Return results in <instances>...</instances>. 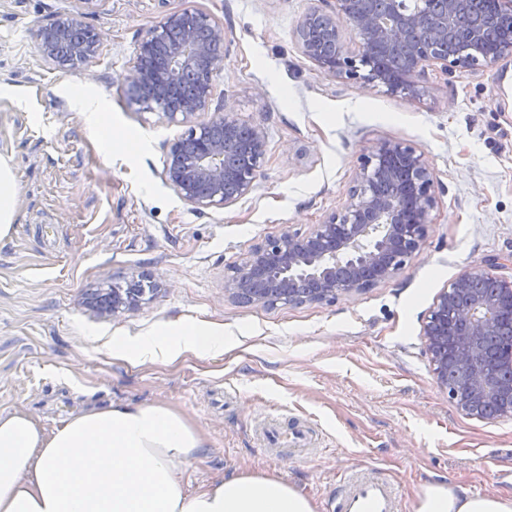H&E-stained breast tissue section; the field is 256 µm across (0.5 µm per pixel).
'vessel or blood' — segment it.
I'll return each instance as SVG.
<instances>
[{"instance_id":"obj_1","label":"vessel or blood","mask_w":512,"mask_h":512,"mask_svg":"<svg viewBox=\"0 0 512 512\" xmlns=\"http://www.w3.org/2000/svg\"><path fill=\"white\" fill-rule=\"evenodd\" d=\"M327 512H403L398 487L376 469H356L340 475Z\"/></svg>"}]
</instances>
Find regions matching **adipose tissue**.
<instances>
[{
	"label": "adipose tissue",
	"instance_id": "obj_1",
	"mask_svg": "<svg viewBox=\"0 0 512 512\" xmlns=\"http://www.w3.org/2000/svg\"><path fill=\"white\" fill-rule=\"evenodd\" d=\"M133 364L224 351L199 322L134 339L113 338ZM206 446L184 415L161 404L94 407L45 430L23 411L0 415V512H317L296 486L267 473H240L188 491L179 464ZM414 512H512V491L474 495L425 485Z\"/></svg>",
	"mask_w": 512,
	"mask_h": 512
}]
</instances>
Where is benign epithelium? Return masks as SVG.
<instances>
[{
	"instance_id": "obj_1",
	"label": "benign epithelium",
	"mask_w": 512,
	"mask_h": 512,
	"mask_svg": "<svg viewBox=\"0 0 512 512\" xmlns=\"http://www.w3.org/2000/svg\"><path fill=\"white\" fill-rule=\"evenodd\" d=\"M336 0L331 13L307 15L296 35L301 53L335 79L382 86L392 94L418 98L422 80L435 67L445 77L512 59V40L483 51L481 32L456 53L448 41L455 16L467 0H440L439 12L424 35L423 19L408 14L401 0ZM500 27L512 32V0H495ZM358 37V48L344 41L342 24ZM45 61L57 69L78 70L96 55L101 35L65 16L37 34ZM226 33L201 10L185 8L152 26L137 44L132 85H151L144 109L187 127L168 148L165 179L176 196L196 211L226 208L253 193L266 152L265 135L239 117L229 100L212 108L214 78L224 69ZM403 49L406 68L386 73L366 53ZM438 183L422 154L399 140L376 144L366 154L344 206L306 231L290 226L254 244L233 267L224 292L253 306L279 302H333L390 280L421 248L437 206ZM138 297L112 291V312L138 306ZM512 317V276L465 272L436 297L422 328L424 347L437 383L464 415L485 418L487 404L512 418V347L487 362L481 342L503 317Z\"/></svg>"
}]
</instances>
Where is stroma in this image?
<instances>
[{"mask_svg": "<svg viewBox=\"0 0 512 512\" xmlns=\"http://www.w3.org/2000/svg\"><path fill=\"white\" fill-rule=\"evenodd\" d=\"M226 30L216 95L260 125L266 155L251 194L198 212L166 185L184 128L130 90L148 28L185 6ZM335 0H0V157L16 216L0 241V413L51 430L90 407L162 404L204 434L180 465L189 490L269 472L324 502L339 473L380 467L413 512L431 482L512 490V419L463 415L436 382L422 339L435 297L460 274H512V60L452 78L429 72L412 99L325 75L295 31ZM71 15L102 35L79 71L52 68L36 33ZM108 108L111 155L78 111L72 81ZM135 139L122 143L125 133ZM384 140L421 152L439 183L422 248L390 280L331 303L247 306L224 293L231 265L285 226L305 230L347 199L360 161ZM151 278L132 311L93 309L99 289ZM186 321L223 330L224 355L167 365L113 358L109 341ZM301 423L304 450L266 448L262 431Z\"/></svg>", "mask_w": 512, "mask_h": 512, "instance_id": "stroma-1", "label": "stroma"}]
</instances>
